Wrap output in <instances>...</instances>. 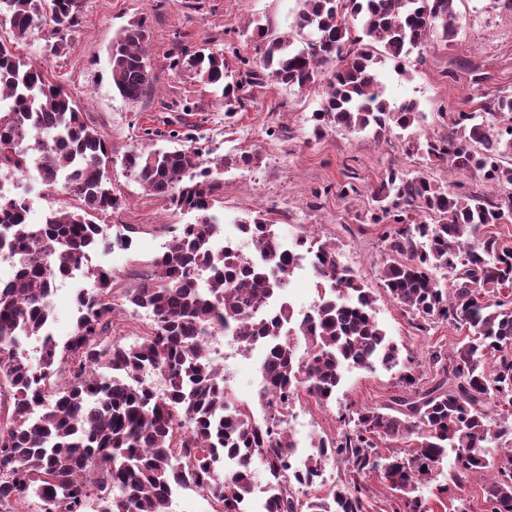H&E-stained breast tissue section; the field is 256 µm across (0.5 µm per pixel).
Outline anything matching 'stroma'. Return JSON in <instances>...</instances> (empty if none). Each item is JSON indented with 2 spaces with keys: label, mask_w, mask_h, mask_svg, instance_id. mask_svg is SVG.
<instances>
[{
  "label": "stroma",
  "mask_w": 512,
  "mask_h": 512,
  "mask_svg": "<svg viewBox=\"0 0 512 512\" xmlns=\"http://www.w3.org/2000/svg\"><path fill=\"white\" fill-rule=\"evenodd\" d=\"M455 8L461 18L453 43L432 38L425 50L426 64L409 61L399 72L388 63L381 70L391 100L419 103L424 114L417 131L421 137L447 133L449 112L467 101L512 92V14L495 8L492 0H457ZM299 9V0H83L80 23L61 55L46 52L48 34L43 30L34 32L18 52L26 62L43 66L112 144L117 163L109 177L123 205L107 222L111 235L128 238L130 246L96 247L89 253L88 266L111 269L113 295H120L134 278L152 273L154 258L169 241L166 226L195 220L194 214L176 210L147 192L118 160L134 149L175 147H198L216 156L243 150L258 154L255 166L223 175L216 208L225 223L262 217L273 222L280 237L335 242L342 263L370 288L376 317L398 345L402 364L391 370L379 366L346 371L335 398L324 405L300 395V438L308 448L317 437L340 432L341 413L383 406L399 393L403 364L427 372L431 348L450 350L466 334L445 323L428 333L418 332L381 287L385 227L361 221L371 205V186L395 168L443 182L454 179L471 194L491 201L501 190L427 164L396 134L378 142L343 130L314 137L310 117L319 107L321 87L301 93L265 77L255 78L253 68L246 65L256 55L254 21L266 24L270 35H285ZM143 17L149 22L150 62L158 82L153 92L132 102L112 87L108 50L124 28ZM181 49L222 50L233 79L248 92L243 106L225 112L220 91L198 82L191 72L171 69L170 58ZM351 179L357 194L341 197L339 184ZM18 187L28 195L38 223L51 211H71L79 204L61 187L44 193L39 173L30 168L22 173ZM261 354L258 348L245 351L224 364V384L233 402L248 407L258 419L267 414L258 398Z\"/></svg>",
  "instance_id": "1"
}]
</instances>
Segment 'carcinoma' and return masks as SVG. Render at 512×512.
Returning a JSON list of instances; mask_svg holds the SVG:
<instances>
[{
    "mask_svg": "<svg viewBox=\"0 0 512 512\" xmlns=\"http://www.w3.org/2000/svg\"><path fill=\"white\" fill-rule=\"evenodd\" d=\"M454 2L302 0L299 39L269 38L256 25L255 66L300 90L324 81L311 117L314 136L341 128L379 141L422 118L417 102L387 97L380 68L391 61L403 71L412 54L422 58L434 34L453 41ZM81 8L82 0H0V19L9 25L8 39H0V94L15 100L12 111L0 112V169L22 172L39 153L43 184L53 189L63 179L80 200L76 210L53 212L42 224L28 222L25 200H0V225L8 228L0 248L14 268L0 284V512H20L32 494L44 512H86L93 501L102 512H169L173 491L184 487L204 491L219 512H247L257 461L272 490L268 512H365L358 477L367 473L381 477L403 512H428L423 486L450 451L456 488L481 477L487 512H512V418L493 416L495 408L512 406V301L504 296L512 288V245L492 231L512 222L511 194L490 201L458 183L395 169L371 189L364 221L389 226L382 288L417 331L448 323L468 334L446 354L431 351V378L409 370L400 376L406 393L343 418L344 428L319 438L295 476L288 475L293 440L231 401L201 336L222 330L246 349L264 344L261 397L276 410L301 391L326 403L346 370L391 369L399 350L376 320L370 289L336 262L334 243L318 246L312 314L286 335L279 326L289 308L263 314L293 274L290 257L276 249L273 225L257 217L238 226L265 249L263 259L236 245L216 248L222 222L211 213L222 171L248 167L256 155L211 158L192 147L125 154L122 168L146 191L198 217L177 226L155 260L156 273L123 291L122 299L151 319L142 341L126 345L113 335V277L105 269L88 272L94 288L78 294L72 332L61 344L54 339L48 326L56 283L89 249L112 244L97 220L122 198L108 177L115 163L108 139L17 47L46 28L48 52L62 54ZM108 55L112 87L122 97L135 102L154 88L146 21L123 29ZM170 65L222 88L226 111L241 103L243 86L224 82V51L177 53ZM489 115L509 125L496 126ZM411 147L450 171L511 187L512 93L458 109L448 134ZM200 272L210 279L206 288L197 285ZM29 336L42 339L35 365L22 349ZM398 441L408 447L396 449ZM229 456L239 458L237 469H224ZM336 460L351 466L350 479L327 489L321 477Z\"/></svg>",
    "mask_w": 512,
    "mask_h": 512,
    "instance_id": "carcinoma-1",
    "label": "carcinoma"
}]
</instances>
